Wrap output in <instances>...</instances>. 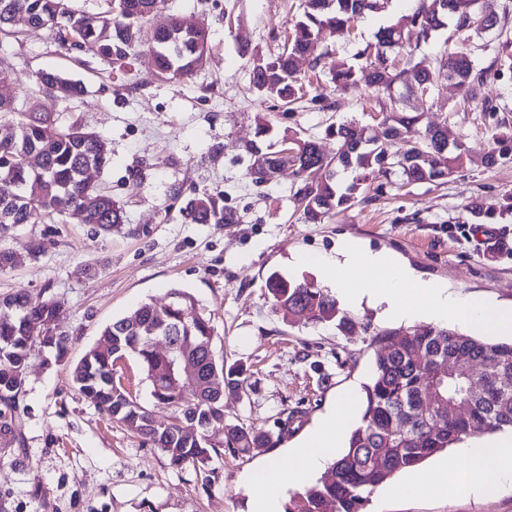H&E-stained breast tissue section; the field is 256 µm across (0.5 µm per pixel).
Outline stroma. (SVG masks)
Returning <instances> with one entry per match:
<instances>
[{
  "label": "stroma",
  "instance_id": "obj_1",
  "mask_svg": "<svg viewBox=\"0 0 512 512\" xmlns=\"http://www.w3.org/2000/svg\"><path fill=\"white\" fill-rule=\"evenodd\" d=\"M303 0H166L164 15L192 16L210 37L199 71L177 81L153 76L143 51L116 61L62 47L54 34L29 28L1 39L13 65L0 93L24 100L35 73L58 71L82 81L78 99L44 97L60 124L80 123L108 144L110 161L93 179L122 207L124 222L104 232L88 224H23L0 235L13 263L0 270V295L16 291L58 301L70 344L62 362L32 347L17 413L0 435V512H246L243 479L287 458L331 402L362 387L371 374L373 334L386 323L370 307L349 308L340 332L306 318L285 319L267 289L271 274L323 286L316 267L296 268L294 255L331 251L351 237L388 250L461 294L512 304V163L481 164L497 123L512 112L484 115L462 103L450 84L435 88L423 122L447 117L468 161L442 185H403L400 173L373 180L364 199L322 224L305 223L290 180L250 173L247 145L257 127L314 138L334 154L331 124L373 126L372 90L341 93L328 78L312 81L293 109L258 99L250 58L276 52ZM416 0H388L358 20L352 35L320 40L333 60H352L379 28L412 14ZM218 198L233 224H197L185 213L202 194ZM495 207L474 217L469 205ZM493 229L505 248L491 251L480 231ZM194 295L211 315L226 363L243 365L248 387L225 393L224 417L267 433L269 447L241 454L224 449L205 470L169 465L160 449L130 434L77 390L71 371L101 339L103 327L141 303L164 305L171 289ZM364 512H512V486L489 498L407 500L373 491Z\"/></svg>",
  "mask_w": 512,
  "mask_h": 512
}]
</instances>
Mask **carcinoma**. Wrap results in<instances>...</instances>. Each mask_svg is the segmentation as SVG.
<instances>
[{
	"label": "carcinoma",
	"instance_id": "1",
	"mask_svg": "<svg viewBox=\"0 0 512 512\" xmlns=\"http://www.w3.org/2000/svg\"><path fill=\"white\" fill-rule=\"evenodd\" d=\"M107 9L94 17L76 13L63 0H0V35L19 34L17 21L27 27L55 32L63 46L107 59H122L137 48L146 49L155 63V76L180 80L202 68L210 52L207 29L182 27L188 18L170 17L171 27L153 24L164 0H106ZM479 0H420L410 16L379 29L375 42L355 54L357 63L327 65L329 52H318V40L329 31L350 32L359 17L378 13L385 0H304L303 13L291 25L283 48L275 55L253 60L250 84L257 95L282 108L303 97L297 79V60H311L325 70L336 90L347 92L365 85L376 94L383 136L366 126H329L338 148L332 157L318 143L284 134L277 145L253 142L248 151L251 169L289 172L298 184L295 198L304 221L322 224L332 214L362 200L363 186L397 170L406 185L436 183L464 165L461 142L448 134V116L417 128L421 115L409 105L425 98L435 85L451 80L468 101L479 99L490 81L512 75V42L500 46L488 68L476 66L473 36L483 30L471 25L480 11ZM453 25L446 49L434 66L415 61L420 43ZM409 65L414 85L401 90L400 65ZM84 84L59 72H40L26 99L19 104L0 95V116H10L13 132L0 139V233L19 224H42L57 216L105 230L123 223V211L105 189L87 179L93 167L109 162L104 139L77 124L64 127L50 112H39L36 99L57 95L79 98ZM481 100V99H479ZM481 111L507 112L498 101L481 100ZM410 139L401 154H391L386 139ZM512 160V130L495 135L494 147L482 163L493 168ZM352 174L344 179V174ZM188 215L204 224H234L237 217L216 198L204 194L190 201ZM276 310L285 317L306 314L314 325L346 326L339 301L331 290L312 283L269 277ZM172 309L166 323L156 319L157 305L144 302L106 325L101 336L112 348L88 350L73 368L72 381L97 407L116 418L131 433L159 448L170 465L203 467L227 445L250 453L267 447L262 431L224 422V401L216 400L207 379L217 371L226 387L246 386L244 370L224 368V354L215 351L214 328L199 301L189 292H169ZM62 307L51 298L33 299L25 292L0 298V434H8L15 418L28 352L35 344L66 352L69 337L60 331ZM153 336H191L197 342L198 383L187 392L174 388L172 356L158 351ZM372 371L363 386L365 407L348 446L305 493L289 499L287 512H363L368 496L454 444L482 438L512 427V344L497 343L456 328L426 325L416 329L389 328L375 333ZM135 357L150 384V396L173 409L167 422L114 380L115 363Z\"/></svg>",
	"mask_w": 512,
	"mask_h": 512
}]
</instances>
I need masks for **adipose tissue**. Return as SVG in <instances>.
Here are the masks:
<instances>
[{
    "label": "adipose tissue",
    "mask_w": 512,
    "mask_h": 512,
    "mask_svg": "<svg viewBox=\"0 0 512 512\" xmlns=\"http://www.w3.org/2000/svg\"><path fill=\"white\" fill-rule=\"evenodd\" d=\"M315 262L325 282L342 302L352 308L369 306L391 322L426 321L472 328L490 336L512 337V305L486 297L461 295L443 281L426 278L405 265L394 253L367 247L361 241L342 238L333 253L308 259L299 254L295 265ZM355 272L350 285L339 275ZM357 395L341 394L320 424L293 448L287 464L270 463L246 476L251 512H284L288 488L307 483L341 451L342 429L357 420ZM512 484V429L460 443L454 457L437 463L430 474L413 469L388 493L400 498L483 497L496 485Z\"/></svg>",
    "instance_id": "ef3b65f1"
}]
</instances>
